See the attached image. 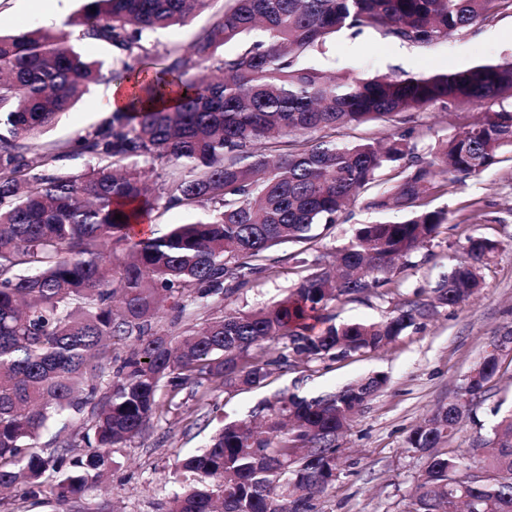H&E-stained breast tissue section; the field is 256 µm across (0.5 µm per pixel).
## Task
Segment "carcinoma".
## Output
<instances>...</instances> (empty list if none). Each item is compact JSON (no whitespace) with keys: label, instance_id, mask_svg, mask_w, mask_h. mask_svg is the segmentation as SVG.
<instances>
[{"label":"carcinoma","instance_id":"cac0c4a2","mask_svg":"<svg viewBox=\"0 0 512 512\" xmlns=\"http://www.w3.org/2000/svg\"><path fill=\"white\" fill-rule=\"evenodd\" d=\"M209 2L83 0L55 30L0 33V487L22 485L24 500L45 493L48 473L57 502L81 498L112 469L115 449L182 407L176 397L189 385L254 388L272 367L392 344L472 296L498 249L468 236L432 296L418 291L382 321L315 331L332 305L398 287L411 256L448 222L430 202L512 153V105L483 112L425 156L426 132L409 125L437 102L512 100V57L370 77L331 74L306 59L341 30L379 29L431 46L512 10V0H225L188 51L149 71L151 34L189 22ZM75 26L119 56L112 80L137 72L144 82L130 111L73 141L71 150L92 160L74 174L27 140L101 78L99 63L71 41ZM171 83L186 93L173 103ZM377 121L390 131L343 139ZM158 166L161 179L148 182L145 171ZM358 200L408 218L358 225L332 262L299 259L300 277L275 305L220 310L226 295L270 270L272 248L312 243L313 226L333 230ZM199 205L208 213L161 237L130 236L154 209ZM213 307L195 323L198 310ZM131 336L134 347L114 352ZM282 340L276 358L260 356ZM502 355L483 356L459 397L410 431L406 443L423 468L402 512H512V412L469 457L448 447ZM386 382L375 374L312 399L282 393L258 406L260 426L222 424L175 463L180 491L166 512H313L314 495L336 482L340 434ZM86 412V454L58 436L53 454L33 451L50 423Z\"/></svg>","mask_w":512,"mask_h":512}]
</instances>
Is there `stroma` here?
Segmentation results:
<instances>
[{
    "instance_id": "1",
    "label": "stroma",
    "mask_w": 512,
    "mask_h": 512,
    "mask_svg": "<svg viewBox=\"0 0 512 512\" xmlns=\"http://www.w3.org/2000/svg\"><path fill=\"white\" fill-rule=\"evenodd\" d=\"M224 9V0H211L208 9L189 25L158 31L160 50L185 51L195 35ZM512 55V13L505 12L430 47H420L370 29L361 34L345 30L314 52L310 65L329 72L356 76L396 73L422 75L489 63ZM110 79L93 85L68 112L33 141L39 149L59 153L61 171L78 173L90 159L72 154L77 135L106 117ZM482 105L468 102L435 103L414 116L425 129L426 144L454 134L458 126L479 118ZM447 208L448 222L430 245L417 251L412 267L401 275L398 289L387 295L364 294L328 310L334 323L378 321L416 289L431 290L460 258L465 237L482 236L499 242L500 250L483 271L480 293L452 310H443L419 330L406 333L378 351L273 371L266 386L245 390L220 389L206 401L190 390L179 395V413L152 419L141 436L118 449L116 464L101 487L80 499L57 502L50 495L25 502L7 494L0 512H158L175 489L172 466L178 456L200 446L210 429L211 410L226 419L245 417L259 402L288 391L306 397L343 387L359 378L382 373L387 383L352 417L339 439L340 467L332 488L315 499L316 512H401L404 498L422 468V461L406 449L410 431L438 405L452 400L469 372L481 361L495 335L512 331V158H505L476 177L465 178L435 199ZM379 213L363 202L347 207L328 236L320 237L308 258L343 247L353 228L379 220ZM298 247L284 243L269 254L276 273L253 279L249 288L230 295L231 309L272 304L288 296L298 278L293 260ZM499 374L478 404L474 420L466 422L451 440L459 453L472 442L488 438L499 414L512 409V356L504 355Z\"/></svg>"
}]
</instances>
